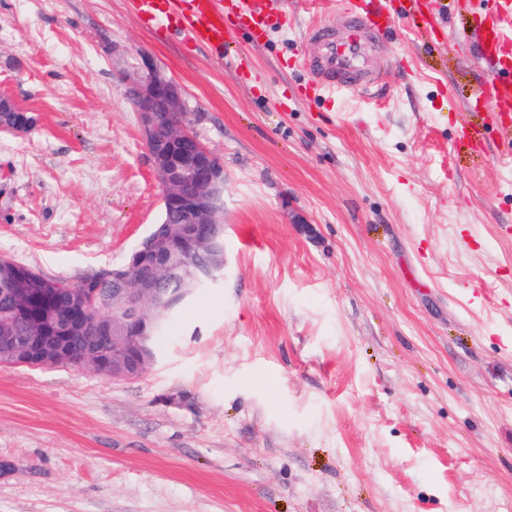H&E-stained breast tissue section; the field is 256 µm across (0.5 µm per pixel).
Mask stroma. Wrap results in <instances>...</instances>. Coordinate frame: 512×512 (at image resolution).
<instances>
[{
  "label": "stroma",
  "mask_w": 512,
  "mask_h": 512,
  "mask_svg": "<svg viewBox=\"0 0 512 512\" xmlns=\"http://www.w3.org/2000/svg\"><path fill=\"white\" fill-rule=\"evenodd\" d=\"M334 0L236 54L161 40L128 0H0V255L79 283L161 188L119 61L148 52L224 163V278L141 376L0 365V512H512V112L469 0L396 23L374 94L306 90ZM20 113L24 116V120L12 123H4L1 117L4 113ZM34 118L28 116V112L21 108L11 97L0 96V130L13 133L28 132L34 125Z\"/></svg>",
  "instance_id": "stroma-1"
}]
</instances>
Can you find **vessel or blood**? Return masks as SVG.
<instances>
[{"mask_svg":"<svg viewBox=\"0 0 512 512\" xmlns=\"http://www.w3.org/2000/svg\"><path fill=\"white\" fill-rule=\"evenodd\" d=\"M140 24L169 41L223 52L231 41V21L262 38L276 26L265 0H130ZM396 22L383 0H336V20L309 30L320 42L317 60L300 59L309 87L364 93L375 68L370 41L385 37ZM479 54L488 68L472 89L469 107L494 103L512 109V0H485L476 13Z\"/></svg>","mask_w":512,"mask_h":512,"instance_id":"obj_1","label":"vessel or blood"}]
</instances>
